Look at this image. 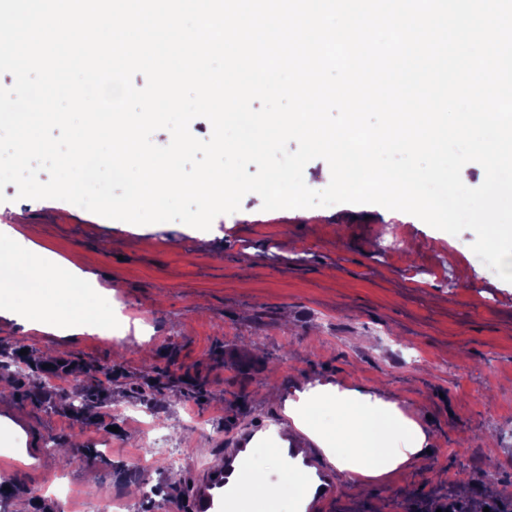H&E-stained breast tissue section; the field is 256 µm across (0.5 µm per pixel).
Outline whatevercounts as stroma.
I'll list each match as a JSON object with an SVG mask.
<instances>
[{"instance_id":"35a3bbf8","label":"stroma","mask_w":512,"mask_h":512,"mask_svg":"<svg viewBox=\"0 0 512 512\" xmlns=\"http://www.w3.org/2000/svg\"><path fill=\"white\" fill-rule=\"evenodd\" d=\"M26 240L80 265L111 299L77 300L120 330L33 329L31 313L0 315V454L14 463L0 512H61L50 491H78L87 512H181L191 476L257 421L288 426L286 403L309 384L370 393L384 386L431 439L427 468L399 470L357 492L339 482L325 512H432L459 501L512 512V283L467 262L472 231L452 235L375 204L266 211L247 194L203 231L135 225L69 202L4 190ZM60 372L46 381L44 352ZM431 362L418 361V354ZM95 394L85 412L73 398ZM159 416L185 460L141 457L143 421ZM498 458V482L475 468ZM149 481L155 496L140 494ZM92 499H85V491Z\"/></svg>"}]
</instances>
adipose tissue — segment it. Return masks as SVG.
I'll list each match as a JSON object with an SVG mask.
<instances>
[{
	"label": "adipose tissue",
	"instance_id": "adipose-tissue-1",
	"mask_svg": "<svg viewBox=\"0 0 512 512\" xmlns=\"http://www.w3.org/2000/svg\"><path fill=\"white\" fill-rule=\"evenodd\" d=\"M54 262L46 250L24 243L19 225L0 220V286L15 290V310L33 312L60 305L59 285L40 275ZM286 412L293 429L358 488L396 469L423 466L428 459L430 443L423 427L404 413L398 401L376 393L309 385L289 400ZM243 490L247 500L275 504L303 494L300 484L271 483L255 462L245 474Z\"/></svg>",
	"mask_w": 512,
	"mask_h": 512
}]
</instances>
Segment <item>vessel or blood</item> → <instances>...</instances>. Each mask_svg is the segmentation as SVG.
<instances>
[{
    "label": "vessel or blood",
    "instance_id": "vessel-or-blood-1",
    "mask_svg": "<svg viewBox=\"0 0 512 512\" xmlns=\"http://www.w3.org/2000/svg\"><path fill=\"white\" fill-rule=\"evenodd\" d=\"M269 427L243 429L225 448L221 457L207 463L187 487V512H270V504L247 503L242 496V479L255 441L272 440ZM278 455L284 474L310 484V499L303 512H320L336 497L339 476L314 448H282Z\"/></svg>",
    "mask_w": 512,
    "mask_h": 512
}]
</instances>
